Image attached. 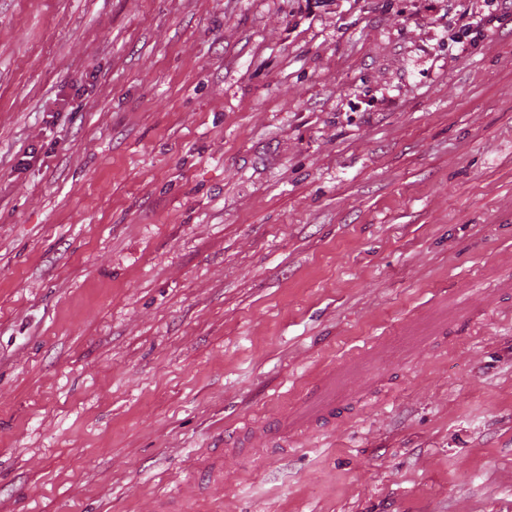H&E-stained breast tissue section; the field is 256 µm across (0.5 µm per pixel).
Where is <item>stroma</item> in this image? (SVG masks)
Here are the masks:
<instances>
[{
  "mask_svg": "<svg viewBox=\"0 0 512 512\" xmlns=\"http://www.w3.org/2000/svg\"><path fill=\"white\" fill-rule=\"evenodd\" d=\"M0 0V512H512V16ZM291 448L199 459L345 355ZM490 1L492 7V11H489L488 14L483 15L482 17L472 18L465 23H462L458 27L459 39L469 38V44L476 45L480 42L484 41L489 37L490 34H493L495 23H499V17L497 16V10L504 12V9H508L507 3L512 5L511 0H484ZM505 13V12H504ZM502 13L501 15H503ZM442 331L420 329L418 327L402 329L397 336L388 338L381 343L369 346L342 361L335 372L320 379L311 388L301 394V407L297 416L282 427L279 423L272 425L266 422H256L238 430L233 442L228 447L248 448L252 435L261 432L264 440L278 446L288 448V436L292 431L317 426L326 416H332L336 406L349 398V383L360 375L365 368L390 352L413 349L425 344L431 336L443 335L448 330V315L443 319ZM289 434V435H288Z\"/></svg>",
  "mask_w": 512,
  "mask_h": 512,
  "instance_id": "obj_1",
  "label": "stroma"
}]
</instances>
